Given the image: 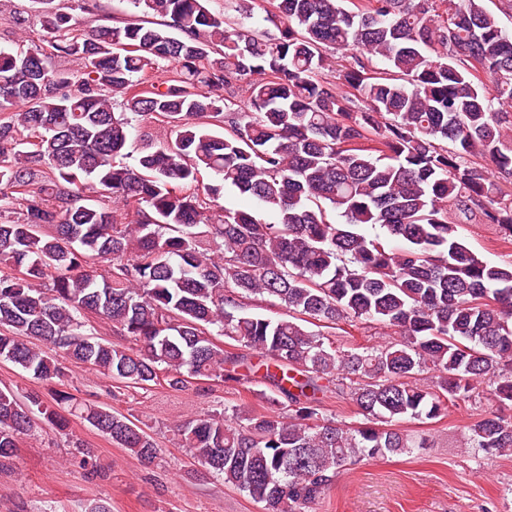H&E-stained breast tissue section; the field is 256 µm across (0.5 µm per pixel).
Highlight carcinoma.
<instances>
[{
    "instance_id": "obj_1",
    "label": "carcinoma",
    "mask_w": 512,
    "mask_h": 512,
    "mask_svg": "<svg viewBox=\"0 0 512 512\" xmlns=\"http://www.w3.org/2000/svg\"><path fill=\"white\" fill-rule=\"evenodd\" d=\"M39 2L53 55L79 69L0 48V207L21 210L0 222L1 361L59 378L49 345L133 388L159 370L174 390L270 386L263 413L177 427L198 466L265 512H313L342 468L423 447L403 421L472 397L512 403V262L470 250L448 213L512 239V194L487 167L512 180V33L484 0H273L277 37L209 0H131L158 27L77 26ZM330 49L351 51L339 73L351 96L325 77ZM134 120L165 123L170 139L131 145ZM131 146L134 165L119 161ZM226 186L276 222L214 213ZM252 300L282 313H252ZM88 314L134 346L100 339ZM357 321L393 340L345 348L310 329ZM429 366L432 386L419 378ZM328 393L358 419L325 414ZM27 400L0 388V459L36 412L157 458L155 440L108 406L59 393L61 414ZM467 429L474 453L512 451L503 416Z\"/></svg>"
}]
</instances>
